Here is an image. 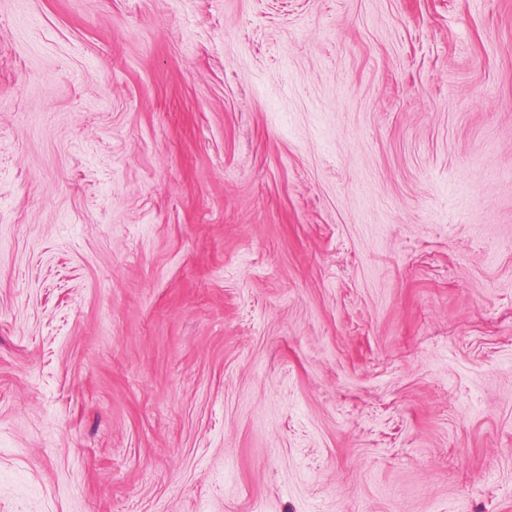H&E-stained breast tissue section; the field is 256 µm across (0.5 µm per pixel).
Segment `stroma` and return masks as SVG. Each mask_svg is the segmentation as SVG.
<instances>
[{
  "mask_svg": "<svg viewBox=\"0 0 512 512\" xmlns=\"http://www.w3.org/2000/svg\"><path fill=\"white\" fill-rule=\"evenodd\" d=\"M0 512H512V0H0Z\"/></svg>",
  "mask_w": 512,
  "mask_h": 512,
  "instance_id": "obj_1",
  "label": "stroma"
}]
</instances>
